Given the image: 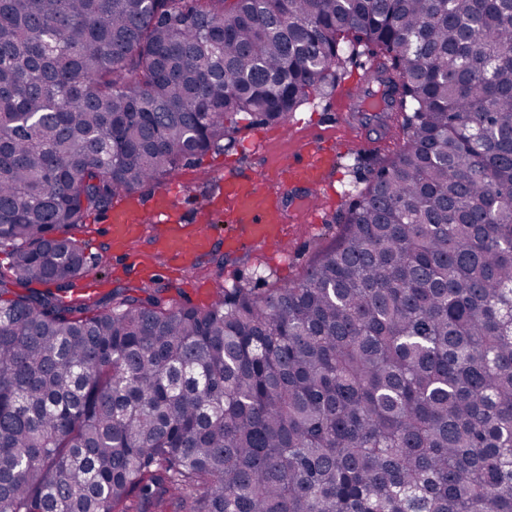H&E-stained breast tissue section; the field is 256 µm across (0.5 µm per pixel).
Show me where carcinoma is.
I'll use <instances>...</instances> for the list:
<instances>
[{"label": "carcinoma", "mask_w": 512, "mask_h": 512, "mask_svg": "<svg viewBox=\"0 0 512 512\" xmlns=\"http://www.w3.org/2000/svg\"><path fill=\"white\" fill-rule=\"evenodd\" d=\"M362 54L399 148L303 279L65 300L90 214ZM1 246L0 512H512V0H0Z\"/></svg>", "instance_id": "1"}]
</instances>
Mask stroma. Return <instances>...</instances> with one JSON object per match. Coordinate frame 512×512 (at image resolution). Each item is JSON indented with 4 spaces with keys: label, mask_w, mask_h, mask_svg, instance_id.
<instances>
[{
    "label": "stroma",
    "mask_w": 512,
    "mask_h": 512,
    "mask_svg": "<svg viewBox=\"0 0 512 512\" xmlns=\"http://www.w3.org/2000/svg\"><path fill=\"white\" fill-rule=\"evenodd\" d=\"M317 143L331 147L335 162L318 185L289 187L287 251L271 250L261 242L238 252L227 251L223 215H211L206 210L225 169L234 168L245 177L265 175L282 159L295 157ZM397 148V141L374 122L363 126L359 138H352L336 122V92L331 88L313 95L311 102L294 112L286 124L242 128L224 150L199 157L167 177L161 187L137 194L140 204L149 208L161 191H170L186 224L209 218L213 243L197 265L170 269L166 254L158 249L157 227L153 224L144 225L128 249L113 250L111 224L105 215L93 214L75 231L93 259L95 274L86 297L102 300L112 291L129 286L162 285L177 302L200 306L210 303L223 286L260 287L258 275L262 272L272 284L300 280L319 255L335 244L342 227L335 224L334 217L345 209L349 190L365 186L369 178L367 168H354L356 153L384 159L394 156ZM219 258L224 261L220 271L214 266Z\"/></svg>",
    "instance_id": "stroma-1"
}]
</instances>
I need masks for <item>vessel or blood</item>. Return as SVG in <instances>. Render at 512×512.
<instances>
[{
	"label": "vessel or blood",
	"instance_id": "1",
	"mask_svg": "<svg viewBox=\"0 0 512 512\" xmlns=\"http://www.w3.org/2000/svg\"><path fill=\"white\" fill-rule=\"evenodd\" d=\"M330 154L314 150L305 158L289 160L278 166L277 177L281 184L313 185L321 178ZM213 210L222 212L230 223L235 224V234L225 236L224 245L234 250L247 243L262 241L275 243L283 239L285 214L283 196L269 189L264 178H246L233 171H225L218 194L211 200ZM114 244L130 240L137 225L156 223L163 225L160 238L163 248L170 253L177 264L191 263L195 256L204 251L210 241L207 225L195 226L193 234H186L182 217L174 212L170 193H163L156 200L151 214H143L133 197H125L113 205L110 216Z\"/></svg>",
	"mask_w": 512,
	"mask_h": 512
}]
</instances>
